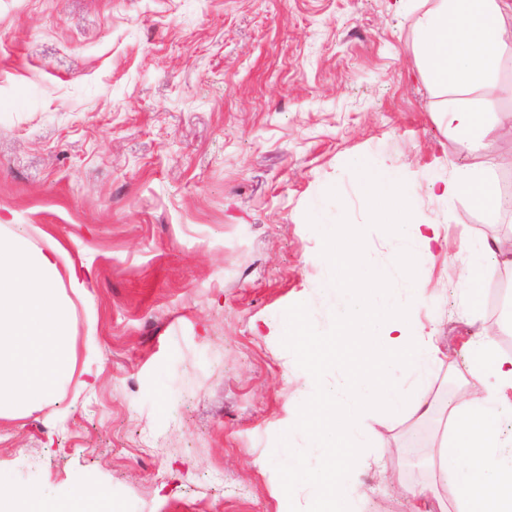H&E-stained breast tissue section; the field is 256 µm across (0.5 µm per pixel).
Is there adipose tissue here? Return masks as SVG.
<instances>
[{
  "label": "adipose tissue",
  "mask_w": 512,
  "mask_h": 512,
  "mask_svg": "<svg viewBox=\"0 0 512 512\" xmlns=\"http://www.w3.org/2000/svg\"><path fill=\"white\" fill-rule=\"evenodd\" d=\"M415 11V50L428 82L443 97L449 130L475 149L486 148L501 129L495 120L499 108L475 91L500 80V25L504 13L512 12V0H436ZM350 163L365 172L363 199L369 209L393 215L387 230L402 248L387 269L364 250V225L317 227L328 245L318 288L334 298L335 327L319 328L301 308L274 331L287 342L304 387L286 426L292 438L277 450L284 493L292 499L307 496V512H361L351 486L369 463L367 414L425 419L439 410L444 428L429 465L438 480L452 484L456 512H512V448L498 429L504 411H512V356L491 336L476 337L468 344V373L479 390L441 409L427 398L442 359L417 322L428 299L418 286L413 247L431 246L440 229L413 215L405 182L368 169L363 158ZM431 190L446 199L468 197L486 210L500 207L490 175L480 167L433 182ZM396 278L397 288L391 285ZM64 281L77 294L86 286L55 239L33 247L18 235L10 246H0V414L51 400L71 372L74 309L58 292ZM346 354L358 356L361 366L322 383V370ZM0 512L54 510L38 490H17L0 474Z\"/></svg>",
  "instance_id": "ef3b65f1"
}]
</instances>
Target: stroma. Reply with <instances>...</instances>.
<instances>
[{"label": "stroma", "mask_w": 512, "mask_h": 512, "mask_svg": "<svg viewBox=\"0 0 512 512\" xmlns=\"http://www.w3.org/2000/svg\"><path fill=\"white\" fill-rule=\"evenodd\" d=\"M411 0H0V230L61 243L92 278L72 296L73 372L55 398L0 418V472L53 501L118 512H281L275 450L301 378L269 330L297 306L332 324L319 224H361L399 250L351 156L408 183L442 248L415 246L443 354L433 391L465 395L467 329L502 323L512 258H489L482 305L467 245L512 233L431 182L468 167L512 189L502 145L448 130L413 49ZM505 72L483 88L512 119ZM442 421L367 419L378 460L364 512H412Z\"/></svg>", "instance_id": "35a3bbf8"}]
</instances>
